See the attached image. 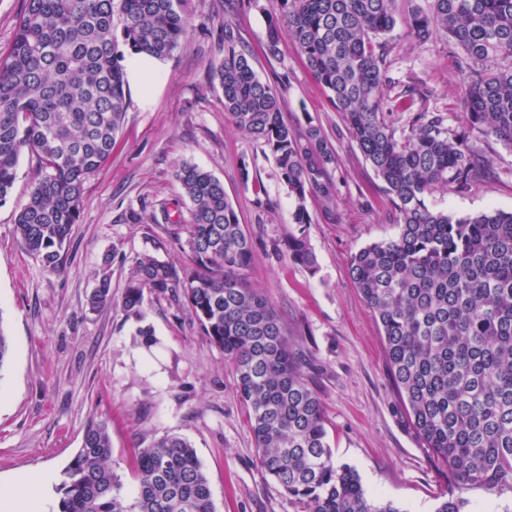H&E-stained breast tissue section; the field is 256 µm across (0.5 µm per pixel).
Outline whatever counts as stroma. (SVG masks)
Instances as JSON below:
<instances>
[{
	"label": "stroma",
	"instance_id": "obj_1",
	"mask_svg": "<svg viewBox=\"0 0 512 512\" xmlns=\"http://www.w3.org/2000/svg\"><path fill=\"white\" fill-rule=\"evenodd\" d=\"M226 0H184L191 27L165 60L156 62L147 90L129 87L123 129L108 159L85 183L80 215L62 270L47 272L21 247L15 217L26 205L38 165L21 156L10 196L0 204V326L11 357L0 368V512H13L14 489L43 493L56 512V486L82 443L84 428L104 422L112 460L133 485L137 449L171 434L196 449L216 512H301L257 466L249 410L240 399L224 353L172 295L145 293L140 316L122 308L135 261L145 255L189 272L187 248L162 225L121 222L124 211L167 206L181 223L190 204L176 177L187 162L224 185L240 224L255 244L249 283L275 306L306 374L322 394L327 441L337 462L354 467L369 493L405 512H434L458 497L445 465L406 423L384 354L381 327L350 277V257L396 234L384 185L352 140L341 113L306 68L290 37L281 58L262 48L277 0H254L233 24L258 77L278 94L286 119L318 126L336 151V206L325 212L307 200L308 242L317 272L291 262L284 241L293 231L294 201L270 150L242 133L224 110L211 63L224 56L217 35ZM389 74L423 83L429 111L461 132L463 96L459 51L447 41L420 43L404 28L390 37ZM481 146L496 179L463 194L437 192L427 205L456 217L512 211V151L495 139ZM112 273V304L90 310L88 297L102 267ZM150 327L144 346L137 331Z\"/></svg>",
	"mask_w": 512,
	"mask_h": 512
}]
</instances>
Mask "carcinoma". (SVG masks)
Wrapping results in <instances>:
<instances>
[{
  "label": "carcinoma",
  "instance_id": "cac0c4a2",
  "mask_svg": "<svg viewBox=\"0 0 512 512\" xmlns=\"http://www.w3.org/2000/svg\"><path fill=\"white\" fill-rule=\"evenodd\" d=\"M264 44L282 55L281 26L315 80L330 94L354 141L384 183L395 236L360 248L350 260L355 288L379 322L387 363L405 418L448 467L462 491L512 489V212L455 218L429 208L438 191L463 194L496 175L478 145L493 138L512 150V0H278ZM403 24L420 42L441 36L463 52V120L458 133L426 110L431 91L405 85L395 107L419 109L396 127L383 112L388 41ZM189 21L181 0H25L9 52L0 57V203L20 157L44 174L15 218L22 247L51 273L79 218L87 178L112 153L127 104L126 56L168 58ZM224 58L212 67L224 110L268 147L295 199L285 247L310 272L317 258L306 225L309 196L333 211L335 149L312 123L285 118L277 93L254 72L249 51L224 24ZM191 223L129 209L121 220L167 224L187 234L191 272L155 257L136 260L122 307L140 315L144 292H181L211 343L224 351L237 391L250 409L262 475L303 512H401L370 499L356 470L336 462L327 442L321 393L303 370L270 300L249 284L255 244L240 224L224 184L189 163L177 171ZM112 303L105 272L88 300ZM106 424L92 422L65 471L57 512H215L195 448L166 436L138 451L136 484L127 490L113 465Z\"/></svg>",
  "mask_w": 512,
  "mask_h": 512
}]
</instances>
